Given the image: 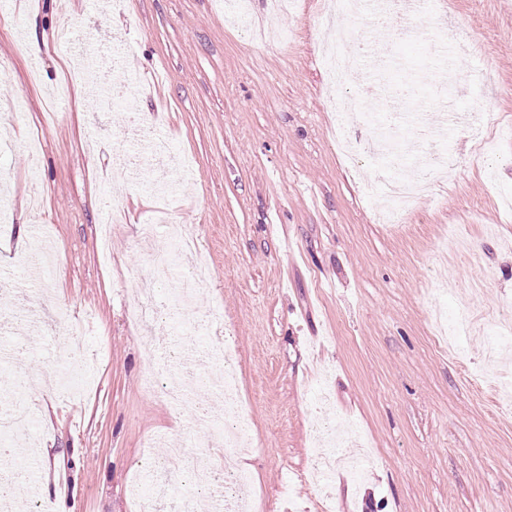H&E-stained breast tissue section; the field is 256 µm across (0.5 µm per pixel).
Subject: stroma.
<instances>
[{"label":"stroma","instance_id":"35a3bbf8","mask_svg":"<svg viewBox=\"0 0 512 512\" xmlns=\"http://www.w3.org/2000/svg\"><path fill=\"white\" fill-rule=\"evenodd\" d=\"M418 37L359 44L373 0L341 16L358 63L341 91L368 112L432 116L444 105L459 121L414 169L436 185L407 216V226L377 223L382 191L369 186L389 166L363 156L348 171L336 155V91L320 63L323 0H299L274 15L268 0H247L248 28L226 22L224 0H0V376L20 386L36 412L28 436L36 450L34 503L64 500L69 512H132L128 486L169 485L161 512H173L191 480L149 470L170 437L207 435L250 418L253 451L243 457L253 482L252 508L282 512H512V405L490 386L512 361H488L487 333L512 317V137L478 161L479 136L512 126V0H424ZM69 21L76 40L88 27L110 57L124 33V62L95 70L94 89L73 82L45 126L47 92L68 80L49 39ZM448 41L434 50L426 35L437 21ZM153 80L138 92L139 111L191 161L188 186L169 201L173 222L187 225L208 254L210 276L184 309L164 308L147 326L126 307L141 295L164 303L166 281L152 278L139 227L150 216L149 186L165 168L141 161L137 177L116 165L133 154L128 114L100 96L123 70ZM409 84L404 104L393 93ZM130 214L102 249L98 222L108 194ZM46 239L56 256L41 278L20 258ZM472 315L458 339L460 356L436 349L435 312ZM91 314L85 352L96 365L81 403L62 401L63 314ZM227 330L239 353L243 402L223 408L203 384L189 394L210 414L200 425L144 385L145 345L165 365L201 352L208 330ZM333 394L323 402L316 385ZM361 432L356 474H332L328 489L309 479L310 448L323 421Z\"/></svg>","mask_w":512,"mask_h":512}]
</instances>
